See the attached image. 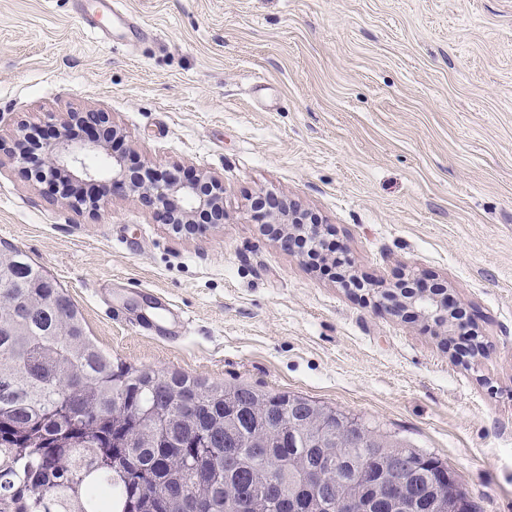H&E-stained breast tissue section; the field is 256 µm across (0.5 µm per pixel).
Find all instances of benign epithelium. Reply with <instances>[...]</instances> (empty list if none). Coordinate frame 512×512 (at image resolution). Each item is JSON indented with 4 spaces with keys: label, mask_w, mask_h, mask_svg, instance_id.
Wrapping results in <instances>:
<instances>
[{
    "label": "benign epithelium",
    "mask_w": 512,
    "mask_h": 512,
    "mask_svg": "<svg viewBox=\"0 0 512 512\" xmlns=\"http://www.w3.org/2000/svg\"><path fill=\"white\" fill-rule=\"evenodd\" d=\"M49 118L54 121L57 136L42 147L34 168L36 179L50 182L57 171L64 169L72 179L87 184L93 191L90 198L66 197L63 204L78 211L98 212L106 207L108 196L129 192L138 195L155 220L169 225L177 234L189 236L202 232L205 224L197 223L200 218L206 224L224 223V185L221 181L204 174L184 179L178 170L158 174L144 166L130 168L122 157L110 154L98 137L79 139L71 134L75 125L84 124L103 127L114 135H120L103 112H67L59 116L51 114ZM96 155L111 159L108 174H101L88 163ZM251 209L257 218L267 213L275 216L274 222L265 225V232L286 251H295L292 241L295 233L314 243L319 242L322 236V224L314 213L273 193L255 197ZM406 283L404 288L396 282L377 290L380 303L390 315L402 319L417 317L433 323L444 336L448 355L454 360L463 356L475 359L481 355V348L476 344L461 353L454 343L453 337L470 336L472 332L469 321L452 318L457 307L446 285L420 278H410Z\"/></svg>",
    "instance_id": "1"
}]
</instances>
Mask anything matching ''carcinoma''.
Wrapping results in <instances>:
<instances>
[{
    "label": "carcinoma",
    "instance_id": "1",
    "mask_svg": "<svg viewBox=\"0 0 512 512\" xmlns=\"http://www.w3.org/2000/svg\"><path fill=\"white\" fill-rule=\"evenodd\" d=\"M300 458L329 465L326 501L295 484ZM358 473L371 512L413 482L415 512H477L442 460L375 421L112 356L43 267L0 250V512H154L166 490L165 512H341Z\"/></svg>",
    "mask_w": 512,
    "mask_h": 512
}]
</instances>
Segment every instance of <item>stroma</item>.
<instances>
[{
    "instance_id": "obj_1",
    "label": "stroma",
    "mask_w": 512,
    "mask_h": 512,
    "mask_svg": "<svg viewBox=\"0 0 512 512\" xmlns=\"http://www.w3.org/2000/svg\"><path fill=\"white\" fill-rule=\"evenodd\" d=\"M91 6L0 0V246L123 361L375 418L478 512H512V0H116L107 37L78 23ZM86 111L123 131L126 165L221 180L223 223L185 237L133 194L55 204L10 152ZM262 192L315 213L372 285H447L483 357L452 363L432 323L281 250L250 209ZM152 290L186 316L179 338L138 330Z\"/></svg>"
}]
</instances>
